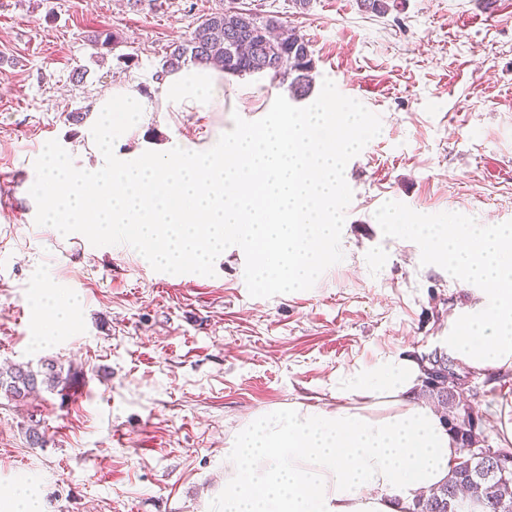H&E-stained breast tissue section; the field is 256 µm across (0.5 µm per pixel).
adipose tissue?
I'll list each match as a JSON object with an SVG mask.
<instances>
[{
	"label": "adipose tissue",
	"mask_w": 512,
	"mask_h": 512,
	"mask_svg": "<svg viewBox=\"0 0 512 512\" xmlns=\"http://www.w3.org/2000/svg\"><path fill=\"white\" fill-rule=\"evenodd\" d=\"M444 259L472 300L448 318L449 353L480 374L512 370V225L404 224ZM408 351L354 370L333 404L254 414L224 450L222 512H404L442 485L462 453L417 397Z\"/></svg>",
	"instance_id": "1"
}]
</instances>
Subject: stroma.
<instances>
[{
	"mask_svg": "<svg viewBox=\"0 0 512 512\" xmlns=\"http://www.w3.org/2000/svg\"><path fill=\"white\" fill-rule=\"evenodd\" d=\"M230 5L308 40L309 93L255 75L225 91L223 111L150 113L114 151L211 145L277 96L304 107L324 79L354 87L382 131L345 168L344 259L306 291L250 296L235 248L214 276L175 278L131 247L35 223L45 143L84 167L97 97L119 79L156 91L169 45ZM108 28L121 38L111 51L90 40ZM394 214L512 225V0H395L384 15L359 0H0V368L47 360L72 375L63 391L0 393V488L26 479L42 512H219L224 450L254 413L332 402L337 381L383 355L446 353L448 313L470 292L393 233ZM52 280L81 303L62 335L43 337L33 306ZM474 383L481 429L498 441L512 375ZM33 428L44 446L31 445Z\"/></svg>",
	"mask_w": 512,
	"mask_h": 512,
	"instance_id": "35a3bbf8",
	"label": "stroma"
}]
</instances>
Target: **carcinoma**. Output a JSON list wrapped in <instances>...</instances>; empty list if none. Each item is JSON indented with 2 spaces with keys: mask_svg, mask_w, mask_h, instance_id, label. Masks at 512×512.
<instances>
[{
  "mask_svg": "<svg viewBox=\"0 0 512 512\" xmlns=\"http://www.w3.org/2000/svg\"><path fill=\"white\" fill-rule=\"evenodd\" d=\"M216 65L225 72L245 76L264 69L274 79L290 80V87L299 96L305 95L313 80L315 62L309 43L277 20H262L257 15L235 6L217 10L201 17L191 38L169 46L158 75L187 64ZM423 384L421 394L441 402L450 417L455 401L447 388L431 386L438 358L421 357ZM69 377L52 363L45 370L14 365L0 373V392L13 399L23 398L38 387L55 391L66 388ZM465 492L457 500L456 512H471L467 503L485 505L484 512H512V472L503 475L479 460L465 459L448 481L426 497L415 500L406 512H448V494Z\"/></svg>",
  "mask_w": 512,
  "mask_h": 512,
  "instance_id": "obj_1",
  "label": "carcinoma"
}]
</instances>
